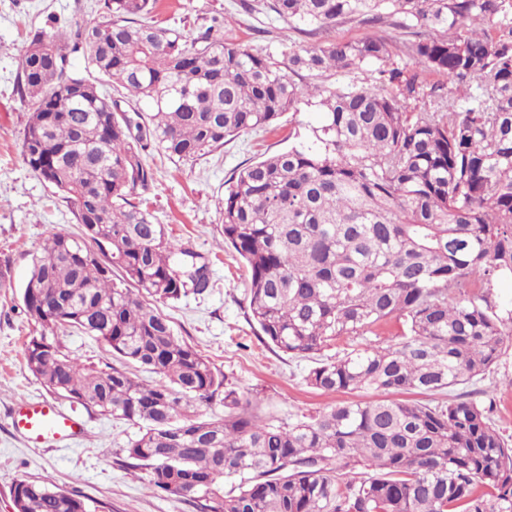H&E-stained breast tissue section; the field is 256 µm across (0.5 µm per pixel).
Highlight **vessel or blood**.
Returning a JSON list of instances; mask_svg holds the SVG:
<instances>
[{
	"instance_id": "b4317fda",
	"label": "vessel or blood",
	"mask_w": 512,
	"mask_h": 512,
	"mask_svg": "<svg viewBox=\"0 0 512 512\" xmlns=\"http://www.w3.org/2000/svg\"><path fill=\"white\" fill-rule=\"evenodd\" d=\"M14 425L27 441L45 445L80 437L82 422L46 401L21 403L13 415Z\"/></svg>"
}]
</instances>
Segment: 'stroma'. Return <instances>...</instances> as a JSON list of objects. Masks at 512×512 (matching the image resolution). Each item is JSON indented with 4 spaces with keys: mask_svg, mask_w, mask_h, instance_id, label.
Returning <instances> with one entry per match:
<instances>
[{
    "mask_svg": "<svg viewBox=\"0 0 512 512\" xmlns=\"http://www.w3.org/2000/svg\"><path fill=\"white\" fill-rule=\"evenodd\" d=\"M216 14L224 18L225 39L256 51L306 42L303 34L274 15L258 20L245 14L235 0H159L155 20L162 27L177 24L194 32ZM100 19V0H0V265L9 269L0 287V512H13L10 490L20 479H49L78 492L90 512H198L194 499L152 489L147 470L131 472L118 465V457L139 433L137 424L60 398L57 406L83 422L84 435L67 447H34L25 445L12 421L18 402L50 396L23 356V344L34 330L22 299L32 258L51 233L78 229L70 202L26 161L23 130L28 108L14 91L17 49L35 31H61L76 22ZM317 120L314 112L284 114L278 130L240 133L213 157L192 166L150 154L147 162L155 177L141 192L176 241L192 244L212 262L207 293L161 305V312L175 334L224 375L228 386L257 401L262 417L284 423L346 399L369 401L375 394H327L312 388L305 377L313 359L286 355L261 339L249 317L248 272L224 246L219 204L240 166L307 140ZM56 336L83 364L102 367L113 361L92 336L72 329L57 330ZM467 389L475 400H495L494 424L512 444V344Z\"/></svg>",
    "mask_w": 512,
    "mask_h": 512,
    "instance_id": "obj_1",
    "label": "stroma"
}]
</instances>
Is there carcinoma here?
Returning <instances> with one entry per match:
<instances>
[{
	"label": "carcinoma",
	"instance_id": "obj_1",
	"mask_svg": "<svg viewBox=\"0 0 512 512\" xmlns=\"http://www.w3.org/2000/svg\"><path fill=\"white\" fill-rule=\"evenodd\" d=\"M158 0H103L101 21L38 31L19 51L26 160L81 225L32 260L28 369L86 409L142 425L120 461L200 512H512V445L494 401L451 395L484 374L512 309V0H241L314 39L252 51L224 17L189 33L155 25ZM414 40L332 36L384 22ZM80 53L85 73L69 69ZM112 79L102 93L95 75ZM134 122L121 109L131 99ZM317 111L308 141L241 168L224 191V244L249 271L267 343L318 357L306 382L382 398L285 424L259 416L145 300L211 287V263L136 200L151 150L193 165L229 137ZM401 325V340L320 357L336 340ZM74 327L123 366L89 368L53 337ZM162 376L147 385L132 369ZM413 392L424 401L387 398ZM224 416L201 408L215 397ZM362 465L364 476L348 478ZM14 512H89L49 481H18Z\"/></svg>",
	"mask_w": 512,
	"mask_h": 512
}]
</instances>
